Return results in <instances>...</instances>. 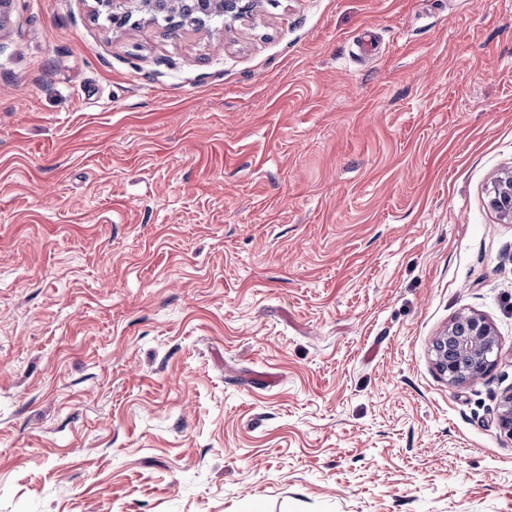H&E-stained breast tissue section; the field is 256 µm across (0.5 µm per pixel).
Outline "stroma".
Here are the masks:
<instances>
[{
	"label": "stroma",
	"mask_w": 512,
	"mask_h": 512,
	"mask_svg": "<svg viewBox=\"0 0 512 512\" xmlns=\"http://www.w3.org/2000/svg\"><path fill=\"white\" fill-rule=\"evenodd\" d=\"M95 7L0 37V512H512V0ZM187 2L192 3L193 10L190 13L182 10ZM95 3L99 13L105 11L112 17L115 27H122L117 24L126 21L134 13L148 16L150 21L155 22L160 12L167 11V16L173 15L176 18L169 23L172 28L178 29L176 32L207 27L211 18L216 15L224 14L225 24L238 16L227 0H95ZM489 205L503 219L512 220V170L495 179L489 194ZM496 349L498 339L492 324L474 313L456 316L432 345L435 365L454 385L486 375L495 364ZM472 363L482 367L481 376L472 377L468 373Z\"/></svg>",
	"instance_id": "35a3bbf8"
}]
</instances>
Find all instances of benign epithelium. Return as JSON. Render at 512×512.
Segmentation results:
<instances>
[{"mask_svg": "<svg viewBox=\"0 0 512 512\" xmlns=\"http://www.w3.org/2000/svg\"><path fill=\"white\" fill-rule=\"evenodd\" d=\"M98 12H106L112 23L126 21L133 14H141L156 21L163 11L175 16L174 29L186 30L208 26L211 18L224 16V20L237 18L228 0H95ZM489 205L502 218L512 220V170L502 172L495 179L489 194ZM498 349L497 334L492 324L474 313L456 316L446 329L434 339L432 352L435 365L454 385L474 380L468 373L472 363L488 373L495 364ZM501 428L512 436V393L501 403Z\"/></svg>", "mask_w": 512, "mask_h": 512, "instance_id": "obj_1", "label": "benign epithelium"}]
</instances>
